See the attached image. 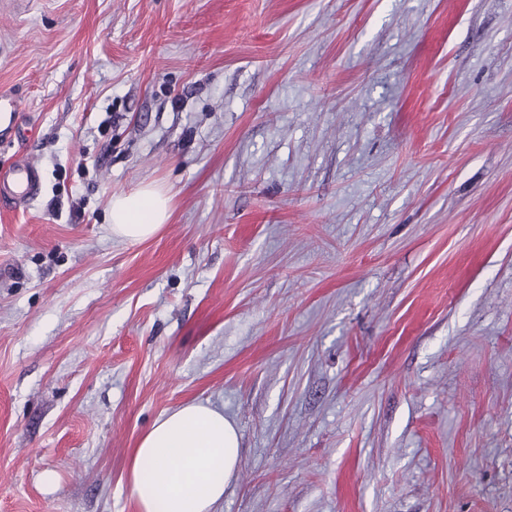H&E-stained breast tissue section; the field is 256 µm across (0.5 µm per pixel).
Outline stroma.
<instances>
[{"instance_id": "35a3bbf8", "label": "stroma", "mask_w": 512, "mask_h": 512, "mask_svg": "<svg viewBox=\"0 0 512 512\" xmlns=\"http://www.w3.org/2000/svg\"><path fill=\"white\" fill-rule=\"evenodd\" d=\"M1 91L0 512H137L190 402L216 512H512V0H0ZM20 114L15 100L7 94H0V137H11L19 132ZM39 187L38 168L30 162L20 163L9 172L6 181L0 179V204L31 198L38 193ZM168 192L149 183L112 197L109 224L112 236L126 242H142L155 236L170 217ZM239 453L240 436L224 410L184 405L142 436L127 477L129 494L138 512H216Z\"/></svg>"}]
</instances>
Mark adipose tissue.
Wrapping results in <instances>:
<instances>
[{
    "mask_svg": "<svg viewBox=\"0 0 512 512\" xmlns=\"http://www.w3.org/2000/svg\"><path fill=\"white\" fill-rule=\"evenodd\" d=\"M168 192L149 183L113 196L112 234L126 242L155 236L170 217ZM238 431L222 410L190 403L158 418L135 451L127 487L138 512H216L234 478Z\"/></svg>",
    "mask_w": 512,
    "mask_h": 512,
    "instance_id": "adipose-tissue-1",
    "label": "adipose tissue"
}]
</instances>
